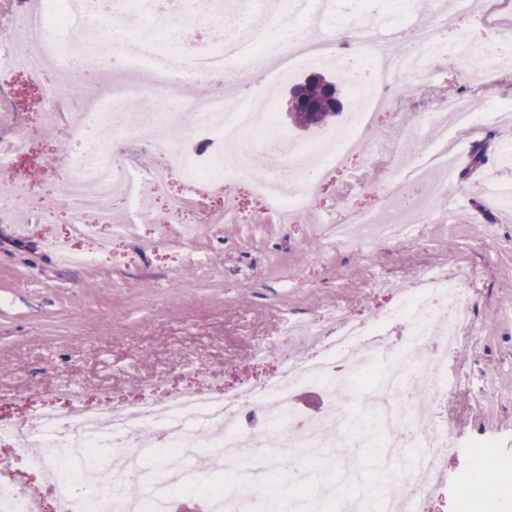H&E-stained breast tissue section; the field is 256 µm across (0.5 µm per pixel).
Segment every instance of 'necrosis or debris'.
I'll return each mask as SVG.
<instances>
[{
  "label": "necrosis or debris",
  "instance_id": "4bbe7bcc",
  "mask_svg": "<svg viewBox=\"0 0 512 512\" xmlns=\"http://www.w3.org/2000/svg\"><path fill=\"white\" fill-rule=\"evenodd\" d=\"M290 8L299 33L294 42L243 34L246 13L270 17L274 11L267 0H241L226 13L216 48L198 52L160 49L151 33H132V15L147 14L187 32L211 14V0H183L175 13L166 0H42L36 10L25 0H0V72L22 69L35 82L46 71L57 72L62 83L50 89L43 121L63 125L75 144L49 198L19 173V162L31 151L29 137L0 140V174L13 180L11 196L0 199V222L29 211L52 221L53 202L62 200L70 236L95 241L70 253L77 264L94 265L112 252V237L101 228L113 224L114 207H121L125 223H138L149 192L166 199L162 223L183 225L188 234L209 223L215 191L243 178L263 213L306 215L314 186L362 150L357 130L386 108L406 77L451 51L483 71L512 50L508 24L498 27L491 49L446 40L454 12L472 11V0L430 12L417 28L412 54L377 46L376 24L365 15L329 23L325 33L310 38L305 22L325 14L326 4L291 0ZM21 32L29 50L20 57L14 43ZM351 34L368 82L350 83V113L339 132L289 143L264 92L243 99L226 91L262 62L282 74L321 66L347 47ZM110 54L129 59V77L100 91L88 110L61 113L64 83L79 66H99ZM157 95L167 98L170 111L142 112L141 103ZM503 118V111H484L465 95L436 98L429 120L442 127V137L424 144L410 139L375 155L382 167L392 151L405 160L401 182L377 188L398 208L395 227L373 210L349 212L341 223L392 239L401 228L443 223L440 203L448 182L432 178V169L447 165L453 143ZM228 144L234 155H225ZM175 179L186 183L187 194L170 193ZM474 288L465 266L427 270L400 292L392 316L355 319L338 308L308 322L304 354H293V333L284 331L276 344L253 351L258 363L278 358V371L231 393L204 381L111 404L68 389L66 408L51 403L19 422L0 418V446L23 459L45 489L44 496L35 495L15 478L10 460L1 458L0 512H44L48 500L53 512H174L180 489L204 493L205 512H348L342 481L360 473L357 449L376 447L386 451V483L398 487L393 512H419L421 500L447 482L444 461L455 445L450 433L426 432L421 399L440 402L457 387L448 378V351L458 347L462 326L473 320ZM393 316L408 322L407 336L386 334ZM311 387L325 396L318 417L301 415L295 405L296 392ZM421 447L430 450L426 470L399 461L398 449ZM271 475L279 480L273 494L265 482Z\"/></svg>",
  "mask_w": 512,
  "mask_h": 512
}]
</instances>
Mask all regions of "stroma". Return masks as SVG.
Listing matches in <instances>:
<instances>
[{
  "instance_id": "35a3bbf8",
  "label": "stroma",
  "mask_w": 512,
  "mask_h": 512,
  "mask_svg": "<svg viewBox=\"0 0 512 512\" xmlns=\"http://www.w3.org/2000/svg\"><path fill=\"white\" fill-rule=\"evenodd\" d=\"M55 81L51 74L45 86L34 87L14 76L0 114V138L31 135L25 175L43 194L65 171L62 150L69 145L63 127L50 132L39 121ZM456 89L477 100L510 99L512 63L489 71L478 86L448 54L407 79L393 112L379 113L362 139L406 141L428 99ZM509 137L512 127L476 134L488 145L476 169L471 144L460 145L447 223L418 224L401 238L376 237L364 248L338 244L329 220L360 207L385 211L376 188L395 175L367 156L358 161L363 186L345 188L341 174L322 185L314 211L324 223L217 222L200 225L188 240L180 225L160 223L162 205L151 200L149 218L116 244L126 260L100 267L66 266L42 248L44 236L68 229L63 208L52 222L30 220L23 236L0 222V395L15 399L6 413L23 418L69 387L90 394L108 389L116 400L155 385L182 387L191 382L188 361L203 373H223L231 392L276 371V362L254 363L251 350L260 340L276 342L283 321L313 319L336 305L371 317L418 272L463 263L476 277L475 317L448 354V374L464 375L466 385L451 401L431 404L429 419L432 428H452L461 449L446 459L449 484L421 506V512H462L454 480L478 476L465 444L491 437L499 454L512 459V213L498 210L485 191L489 182L512 180V163L498 152Z\"/></svg>"
}]
</instances>
